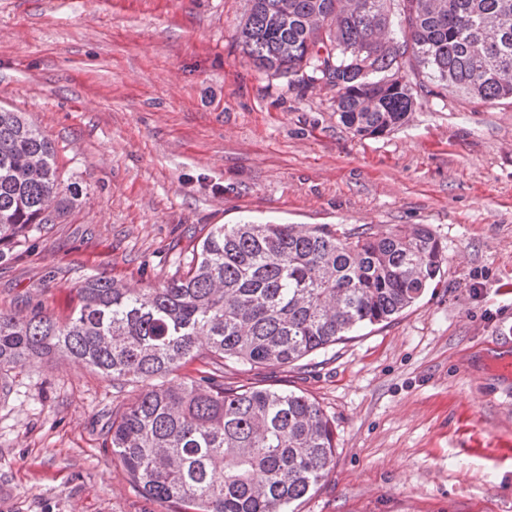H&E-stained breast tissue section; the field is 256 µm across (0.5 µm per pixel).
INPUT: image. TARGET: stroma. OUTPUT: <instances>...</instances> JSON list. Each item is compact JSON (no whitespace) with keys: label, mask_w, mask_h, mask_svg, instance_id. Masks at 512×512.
I'll use <instances>...</instances> for the list:
<instances>
[{"label":"stroma","mask_w":512,"mask_h":512,"mask_svg":"<svg viewBox=\"0 0 512 512\" xmlns=\"http://www.w3.org/2000/svg\"><path fill=\"white\" fill-rule=\"evenodd\" d=\"M249 0H0V106L25 113L79 195L0 260V309L62 318L105 275L182 273L216 224L426 225L437 287L387 325L225 382L317 401L336 457L296 512H512V102L422 94L378 137L333 92L246 62ZM134 396L85 365L0 374V512H166L104 446Z\"/></svg>","instance_id":"stroma-1"}]
</instances>
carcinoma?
<instances>
[{
	"label": "carcinoma",
	"mask_w": 512,
	"mask_h": 512,
	"mask_svg": "<svg viewBox=\"0 0 512 512\" xmlns=\"http://www.w3.org/2000/svg\"><path fill=\"white\" fill-rule=\"evenodd\" d=\"M237 37L259 71L305 85L334 57L340 123L380 136L421 93L512 100V0H252ZM69 187L51 140L0 110V246L44 229ZM445 250L424 224H217L184 273L135 288H77L64 319L0 310V371L65 358L138 389L105 446L168 512H295L336 455L319 404L293 391L184 372L201 360L279 368L390 322L441 281Z\"/></svg>",
	"instance_id": "carcinoma-1"
}]
</instances>
